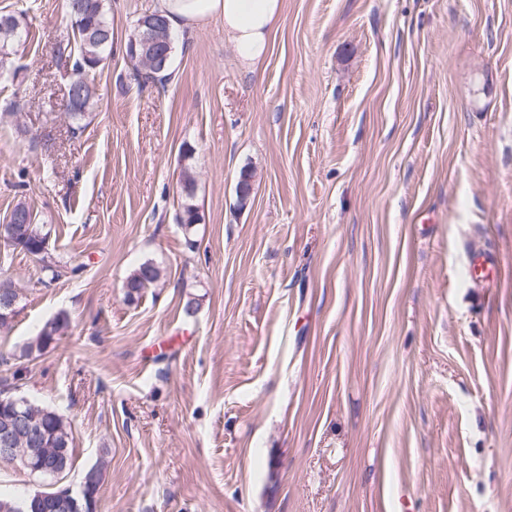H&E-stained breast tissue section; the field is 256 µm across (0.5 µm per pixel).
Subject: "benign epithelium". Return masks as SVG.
Returning a JSON list of instances; mask_svg holds the SVG:
<instances>
[{
	"label": "benign epithelium",
	"mask_w": 512,
	"mask_h": 512,
	"mask_svg": "<svg viewBox=\"0 0 512 512\" xmlns=\"http://www.w3.org/2000/svg\"><path fill=\"white\" fill-rule=\"evenodd\" d=\"M146 32L143 39L142 52L135 56L140 61L150 56V64L164 67L170 52L171 44L159 40V30L165 27L162 20L150 16L144 22ZM3 404L10 407L11 422L0 427V461L13 464L19 462L28 467L42 458L44 435L42 427L34 424L25 409L26 402L22 399H7ZM62 512H85L83 496L66 493L60 500Z\"/></svg>",
	"instance_id": "obj_1"
}]
</instances>
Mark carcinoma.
I'll return each instance as SVG.
<instances>
[{
  "instance_id": "carcinoma-1",
  "label": "carcinoma",
  "mask_w": 512,
  "mask_h": 512,
  "mask_svg": "<svg viewBox=\"0 0 512 512\" xmlns=\"http://www.w3.org/2000/svg\"><path fill=\"white\" fill-rule=\"evenodd\" d=\"M66 12L73 24L74 55L72 65L73 78L69 85L74 87V99L77 107L68 111L69 118L76 124L72 132L85 129L81 120L94 108L99 100L95 84L89 79V72L97 69L105 59L106 53L112 51L114 30L107 18L105 0H65ZM20 22L12 14L0 15V70L7 67L10 48L20 40ZM181 201L177 213V222L190 230L192 225L200 223L202 216L199 207L194 203L195 179L186 170L181 180ZM12 238L24 241L26 252L31 254L33 249L48 238L44 226L38 224L37 215L25 202H19L7 215L0 220V239L8 242ZM42 269L51 273V279L57 280L76 269L60 265L51 257L42 259ZM159 267L147 261L135 269L126 279L124 288L126 296L134 295L153 285L160 278ZM69 327L65 316H58L46 321L37 334L25 345L22 355L40 352L51 344L56 337L64 335ZM26 409L41 417L43 429L46 431L47 443L44 453L54 456L63 452L65 458L64 471H69L73 465L74 436L70 423L54 410L26 402Z\"/></svg>"
}]
</instances>
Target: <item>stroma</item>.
Wrapping results in <instances>:
<instances>
[{"label":"stroma","instance_id":"obj_1","mask_svg":"<svg viewBox=\"0 0 512 512\" xmlns=\"http://www.w3.org/2000/svg\"><path fill=\"white\" fill-rule=\"evenodd\" d=\"M156 6L107 0L116 39ZM0 12L23 27L0 218L27 202L78 269L52 282L0 244V387L74 433L54 487L98 466L96 512H512V0H283L254 70L213 20L176 32L165 84L108 57L78 135L63 0ZM148 260L161 281L127 299ZM180 197L181 201L177 213V222L188 231L191 229L192 224H200L202 220L199 207L194 203L195 179L188 167L185 168L182 176ZM69 327L65 316H58L46 321L37 334L25 345L22 356H29L33 351L40 352L51 344L57 336H62Z\"/></svg>","mask_w":512,"mask_h":512}]
</instances>
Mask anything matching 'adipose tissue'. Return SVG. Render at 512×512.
I'll use <instances>...</instances> for the list:
<instances>
[{"label":"adipose tissue","mask_w":512,"mask_h":512,"mask_svg":"<svg viewBox=\"0 0 512 512\" xmlns=\"http://www.w3.org/2000/svg\"><path fill=\"white\" fill-rule=\"evenodd\" d=\"M282 8V0H158L159 11L174 28L190 31L213 20L223 21L225 36L250 68L268 55Z\"/></svg>","instance_id":"1"}]
</instances>
